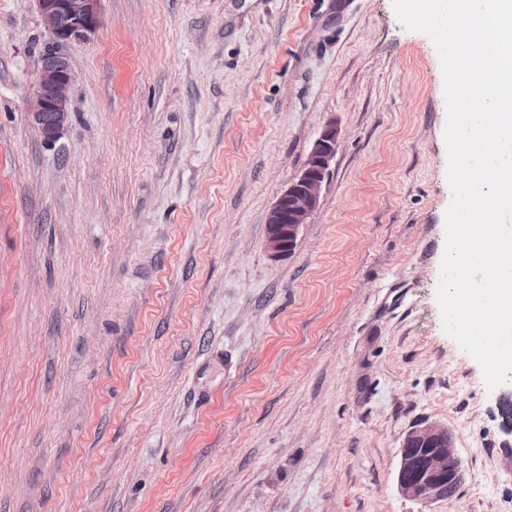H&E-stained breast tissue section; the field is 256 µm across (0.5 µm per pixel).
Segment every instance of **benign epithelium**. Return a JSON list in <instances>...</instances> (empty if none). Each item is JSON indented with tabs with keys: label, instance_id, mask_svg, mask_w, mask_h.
<instances>
[{
	"label": "benign epithelium",
	"instance_id": "benign-epithelium-1",
	"mask_svg": "<svg viewBox=\"0 0 512 512\" xmlns=\"http://www.w3.org/2000/svg\"><path fill=\"white\" fill-rule=\"evenodd\" d=\"M50 41L43 47L38 81L30 99L29 119L43 140L55 143L69 121L72 70L69 44L88 42L101 25V0H35ZM337 130L326 126L311 149L300 174L277 198L266 221L265 247L274 257H286L316 210L320 190L330 175L336 154ZM466 472L447 428L425 424L410 430L399 448L397 488L411 500L432 503L453 498Z\"/></svg>",
	"mask_w": 512,
	"mask_h": 512
}]
</instances>
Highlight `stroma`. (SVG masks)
<instances>
[{
  "label": "stroma",
  "instance_id": "obj_1",
  "mask_svg": "<svg viewBox=\"0 0 512 512\" xmlns=\"http://www.w3.org/2000/svg\"><path fill=\"white\" fill-rule=\"evenodd\" d=\"M70 123L28 120L49 35L0 0V512H512L502 389L443 330L438 53L392 0H102ZM320 205L265 221L321 130ZM447 427L427 505L399 447ZM336 146V127L328 125L321 131L300 174L269 210L265 247L272 256L286 257L295 250L302 227L318 207L320 190L330 175ZM465 477L454 436L448 428L425 424L403 438L396 477L403 497L422 503L451 499Z\"/></svg>",
  "mask_w": 512,
  "mask_h": 512
}]
</instances>
